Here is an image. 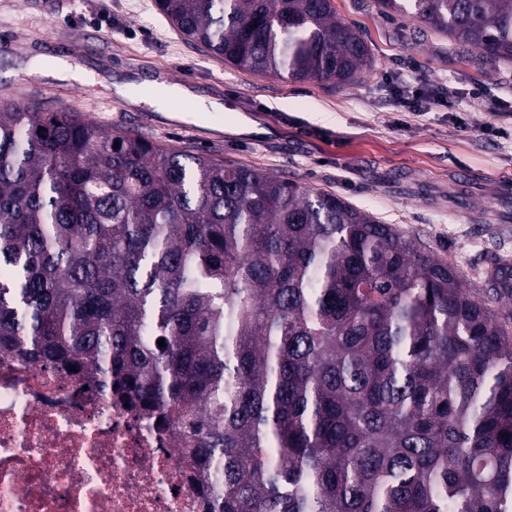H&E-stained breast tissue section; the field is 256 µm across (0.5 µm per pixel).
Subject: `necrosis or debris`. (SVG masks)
I'll return each mask as SVG.
<instances>
[{
	"mask_svg": "<svg viewBox=\"0 0 512 512\" xmlns=\"http://www.w3.org/2000/svg\"><path fill=\"white\" fill-rule=\"evenodd\" d=\"M0 352V512H211L171 425Z\"/></svg>",
	"mask_w": 512,
	"mask_h": 512,
	"instance_id": "4bbe7bcc",
	"label": "necrosis or debris"
}]
</instances>
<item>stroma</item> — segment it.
Wrapping results in <instances>:
<instances>
[{
  "label": "stroma",
  "mask_w": 512,
  "mask_h": 512,
  "mask_svg": "<svg viewBox=\"0 0 512 512\" xmlns=\"http://www.w3.org/2000/svg\"><path fill=\"white\" fill-rule=\"evenodd\" d=\"M333 5L374 61L347 86L225 64L181 37L155 0H0V93L336 193L419 236L481 291L492 261L512 260V61L485 64L376 0ZM57 59L85 80L42 76ZM160 76L223 111L199 125L156 111L138 86L130 101L111 89ZM243 116L257 132L229 133Z\"/></svg>",
  "instance_id": "1"
}]
</instances>
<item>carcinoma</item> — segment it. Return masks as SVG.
<instances>
[{
  "label": "carcinoma",
  "mask_w": 512,
  "mask_h": 512,
  "mask_svg": "<svg viewBox=\"0 0 512 512\" xmlns=\"http://www.w3.org/2000/svg\"><path fill=\"white\" fill-rule=\"evenodd\" d=\"M377 3L512 60V0ZM156 5L242 70L373 65L332 0ZM506 297L332 192L0 100V350L159 412L215 512H512Z\"/></svg>",
  "instance_id": "obj_1"
}]
</instances>
